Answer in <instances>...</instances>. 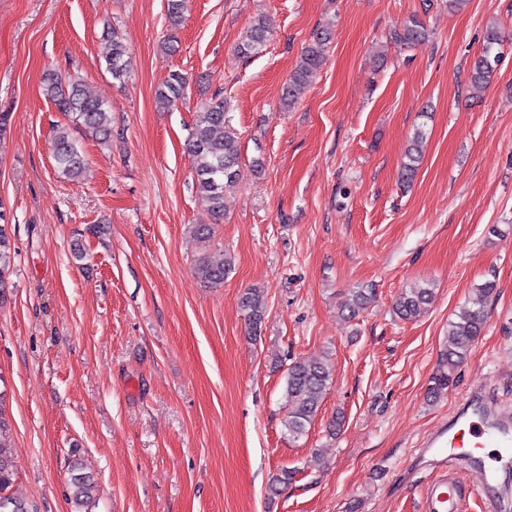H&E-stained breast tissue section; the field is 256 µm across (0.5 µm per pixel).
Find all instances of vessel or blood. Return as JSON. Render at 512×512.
<instances>
[{"instance_id": "vessel-or-blood-1", "label": "vessel or blood", "mask_w": 512, "mask_h": 512, "mask_svg": "<svg viewBox=\"0 0 512 512\" xmlns=\"http://www.w3.org/2000/svg\"><path fill=\"white\" fill-rule=\"evenodd\" d=\"M465 406L461 426L440 429L424 442L415 459L427 468L430 479L422 499L421 512H470L473 499H480L487 512H498L499 504L490 495L495 476L486 467L480 449H496V462H512V410L491 401L484 385L469 387L462 395ZM474 469L481 476L471 494H463L458 475Z\"/></svg>"}]
</instances>
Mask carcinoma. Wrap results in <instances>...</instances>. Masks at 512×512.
<instances>
[{
    "mask_svg": "<svg viewBox=\"0 0 512 512\" xmlns=\"http://www.w3.org/2000/svg\"><path fill=\"white\" fill-rule=\"evenodd\" d=\"M186 0H167V15L170 33L164 47L174 49L176 32L181 25ZM270 34L267 21L259 17L253 20L242 33L236 51L243 57L256 56L264 50ZM427 34L426 23L418 15L409 16L390 33L397 45L410 46ZM111 49L106 56V70L112 78L124 82L128 67V49L119 32L112 28L106 31ZM327 32L316 33L303 48L301 57L288 81L281 89V101L290 107L297 101L307 84L309 74L320 67L324 60ZM503 40L500 32L492 27L486 32L481 54L475 59L468 73V86L483 90L491 82L502 57ZM187 78L171 73L155 93L156 104L170 110L185 99ZM42 93L56 109L62 112L70 124L56 129L53 152L63 175L78 179L85 172L87 159L73 139L71 130L85 131L108 141L112 138V109L104 101L88 95L79 80L68 74L48 72L43 77ZM426 140L425 124L417 125L402 165L401 178L405 182L413 179L419 165L422 144ZM189 162L194 171L195 189L198 198L212 213L216 221L224 220V193L235 187L242 178L240 165V138L232 125L230 107L224 97L215 95L201 103L191 125L186 144ZM13 254L10 239L4 225H0V288L9 270ZM232 271L231 259L224 251L215 249L205 253L195 264L194 272L201 282L219 285ZM496 288L488 280L475 289L472 299L459 309L456 319L448 323V345L440 354V361L427 388V396L437 398L453 383L455 369L462 364L475 340L486 324L485 304ZM376 298V289L365 286L353 291L348 310L356 316ZM434 300L433 288L418 284L401 292L395 305V314L402 320L416 318ZM250 329L260 328L267 309L262 291L249 289L240 298ZM286 415L284 425L288 435L298 440L315 420L332 384V372L322 359L296 360L286 369ZM16 467L11 453L10 429L3 416V396L0 395V512H29L27 503L17 495L15 484ZM94 488L83 475L71 479L70 491L76 505H83Z\"/></svg>",
    "mask_w": 512,
    "mask_h": 512,
    "instance_id": "1",
    "label": "carcinoma"
}]
</instances>
